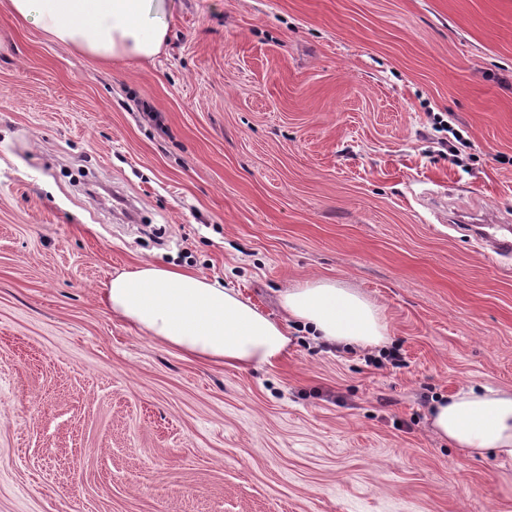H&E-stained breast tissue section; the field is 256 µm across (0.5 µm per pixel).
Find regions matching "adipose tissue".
<instances>
[{
    "label": "adipose tissue",
    "instance_id": "ef3b65f1",
    "mask_svg": "<svg viewBox=\"0 0 512 512\" xmlns=\"http://www.w3.org/2000/svg\"><path fill=\"white\" fill-rule=\"evenodd\" d=\"M10 15L49 40L109 63L149 60L169 33L170 0H6ZM113 315L179 356L235 369L272 367L288 354L289 325L337 346L383 348L391 339L381 305L345 283L296 282L278 293L273 319L207 276L150 261L114 276L102 293ZM431 432L467 455L512 461V388L482 384L433 400Z\"/></svg>",
    "mask_w": 512,
    "mask_h": 512
}]
</instances>
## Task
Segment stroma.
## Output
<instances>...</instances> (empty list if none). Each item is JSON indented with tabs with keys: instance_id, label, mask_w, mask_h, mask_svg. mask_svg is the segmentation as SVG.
<instances>
[{
	"instance_id": "stroma-1",
	"label": "stroma",
	"mask_w": 512,
	"mask_h": 512,
	"mask_svg": "<svg viewBox=\"0 0 512 512\" xmlns=\"http://www.w3.org/2000/svg\"><path fill=\"white\" fill-rule=\"evenodd\" d=\"M145 62L0 11V512H512V463L428 429L512 388V0H172ZM442 116L469 146L438 141ZM197 271L269 315L313 277L384 308L399 364L291 327L185 360L114 318V273ZM510 220H492L487 217L480 224L472 225L475 230L472 237L476 244L486 252L500 258L512 257V226Z\"/></svg>"
}]
</instances>
